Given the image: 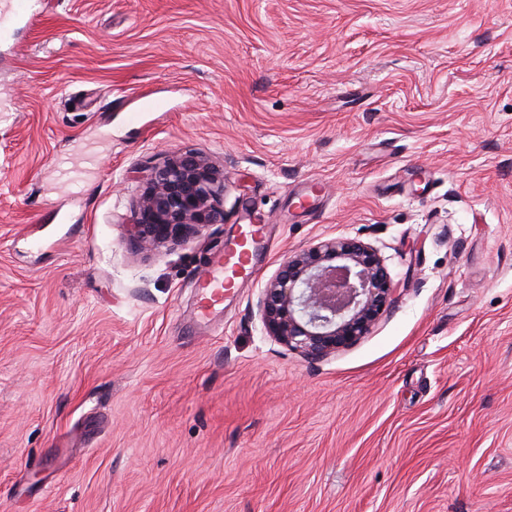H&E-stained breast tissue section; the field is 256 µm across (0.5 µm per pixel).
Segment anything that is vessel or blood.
Listing matches in <instances>:
<instances>
[{
    "mask_svg": "<svg viewBox=\"0 0 512 512\" xmlns=\"http://www.w3.org/2000/svg\"><path fill=\"white\" fill-rule=\"evenodd\" d=\"M36 10L35 0H7L5 7L0 9V34L8 32L15 22L30 21ZM266 233L265 225H249L235 248L208 259L199 274L201 301L196 314L197 322H208L220 310L225 289L254 276L255 249L263 242Z\"/></svg>",
    "mask_w": 512,
    "mask_h": 512,
    "instance_id": "vessel-or-blood-1",
    "label": "vessel or blood"
}]
</instances>
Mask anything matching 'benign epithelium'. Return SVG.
<instances>
[{
  "label": "benign epithelium",
  "mask_w": 512,
  "mask_h": 512,
  "mask_svg": "<svg viewBox=\"0 0 512 512\" xmlns=\"http://www.w3.org/2000/svg\"><path fill=\"white\" fill-rule=\"evenodd\" d=\"M146 191L124 224L128 239L175 246L224 223V173L198 154H180L144 171ZM396 283L373 246L320 239L287 255L261 288L267 335L311 359L325 358L368 334L396 301Z\"/></svg>",
  "instance_id": "1"
}]
</instances>
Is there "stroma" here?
Segmentation results:
<instances>
[{
    "label": "stroma",
    "instance_id": "obj_1",
    "mask_svg": "<svg viewBox=\"0 0 512 512\" xmlns=\"http://www.w3.org/2000/svg\"><path fill=\"white\" fill-rule=\"evenodd\" d=\"M184 152L225 221L139 248ZM331 236L398 300L310 360L257 301ZM0 512H512V0H40L0 39ZM245 226L248 229L236 248L212 255L199 274L201 301L196 313L198 323L208 322L214 313L222 310L224 288H232L237 282L255 275L254 254L266 237V225Z\"/></svg>",
    "mask_w": 512,
    "mask_h": 512
}]
</instances>
